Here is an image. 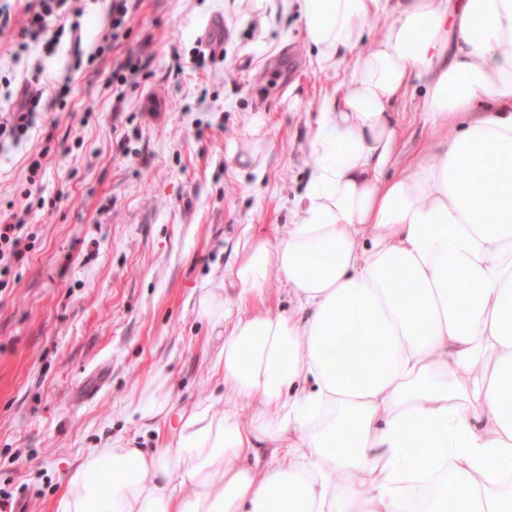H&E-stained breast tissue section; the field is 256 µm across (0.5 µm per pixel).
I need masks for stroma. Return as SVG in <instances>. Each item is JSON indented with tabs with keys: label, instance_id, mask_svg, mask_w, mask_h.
<instances>
[{
	"label": "stroma",
	"instance_id": "35a3bbf8",
	"mask_svg": "<svg viewBox=\"0 0 512 512\" xmlns=\"http://www.w3.org/2000/svg\"><path fill=\"white\" fill-rule=\"evenodd\" d=\"M79 2L80 46L65 38L17 62L12 33L0 34V106L34 67L60 79L75 50L101 46L109 0ZM217 16L224 55L195 68ZM138 46L152 61L116 102L112 62ZM346 73L315 61L296 0H144L128 38L44 109L56 146L36 184L27 159L40 136L0 151V212L27 209L33 235L0 288V487L12 512H58L68 473L112 439L174 441L169 425L128 415L157 376L173 414L223 408L211 360L224 339L195 302L220 282L236 304L245 237L286 231L311 171L309 127ZM403 110L396 176L435 144L418 97ZM236 143L259 148L261 172L230 156Z\"/></svg>",
	"mask_w": 512,
	"mask_h": 512
}]
</instances>
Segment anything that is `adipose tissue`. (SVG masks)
<instances>
[{
	"mask_svg": "<svg viewBox=\"0 0 512 512\" xmlns=\"http://www.w3.org/2000/svg\"><path fill=\"white\" fill-rule=\"evenodd\" d=\"M298 2L319 63L355 61L286 233L246 239L237 306L220 284L197 301L228 327L224 408L94 449L61 512H512V0ZM412 81L436 145L394 177ZM273 273L285 315L254 305Z\"/></svg>",
	"mask_w": 512,
	"mask_h": 512,
	"instance_id": "obj_1",
	"label": "adipose tissue"
}]
</instances>
